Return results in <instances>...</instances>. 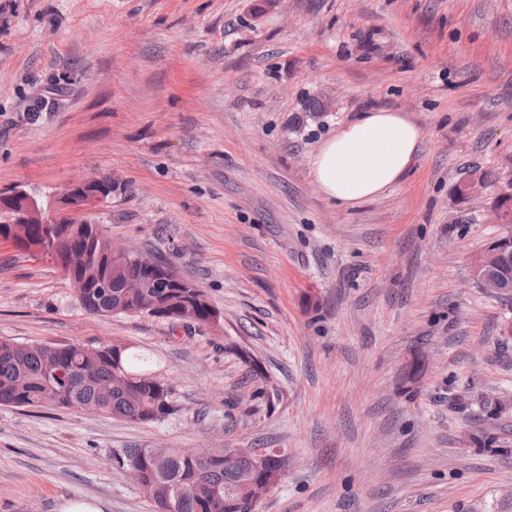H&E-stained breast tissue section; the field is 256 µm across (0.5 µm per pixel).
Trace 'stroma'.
Instances as JSON below:
<instances>
[{"mask_svg": "<svg viewBox=\"0 0 512 512\" xmlns=\"http://www.w3.org/2000/svg\"><path fill=\"white\" fill-rule=\"evenodd\" d=\"M372 108L423 143L340 209L310 158ZM475 171L496 184L459 199ZM90 176L117 188L87 220L220 319L91 314L53 263L0 244V339L136 347L174 405L154 423L0 405V512H155L110 456L161 446L284 449L258 512L512 500V306L471 276L512 181V0H0V193Z\"/></svg>", "mask_w": 512, "mask_h": 512, "instance_id": "35a3bbf8", "label": "stroma"}]
</instances>
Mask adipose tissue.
I'll use <instances>...</instances> for the list:
<instances>
[{
	"instance_id": "obj_1",
	"label": "adipose tissue",
	"mask_w": 512,
	"mask_h": 512,
	"mask_svg": "<svg viewBox=\"0 0 512 512\" xmlns=\"http://www.w3.org/2000/svg\"><path fill=\"white\" fill-rule=\"evenodd\" d=\"M424 132L393 109L360 113L325 140L310 160L322 195L348 209L396 185L417 157Z\"/></svg>"
}]
</instances>
